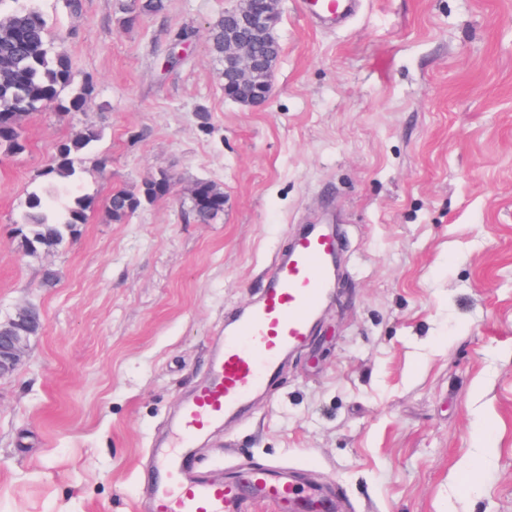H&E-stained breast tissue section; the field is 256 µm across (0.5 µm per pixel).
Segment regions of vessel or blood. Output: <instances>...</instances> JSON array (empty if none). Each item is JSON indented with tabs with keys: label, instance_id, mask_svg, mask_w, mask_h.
Segmentation results:
<instances>
[{
	"label": "vessel or blood",
	"instance_id": "b4317fda",
	"mask_svg": "<svg viewBox=\"0 0 512 512\" xmlns=\"http://www.w3.org/2000/svg\"><path fill=\"white\" fill-rule=\"evenodd\" d=\"M305 5L317 23H341L353 11V0H305ZM338 251L334 232L308 225L267 269L248 308L226 313L223 343L211 358L207 379L183 403L172 448L156 452L154 491L143 512H244L249 496L280 512L302 507L296 487L278 468L247 467L231 479L208 482L192 479L187 461L200 436L239 416L265 391L288 354L307 345L336 285Z\"/></svg>",
	"mask_w": 512,
	"mask_h": 512
}]
</instances>
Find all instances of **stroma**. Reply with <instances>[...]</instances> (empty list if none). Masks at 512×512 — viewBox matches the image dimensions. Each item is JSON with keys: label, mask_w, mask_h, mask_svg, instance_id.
<instances>
[{"label": "stroma", "mask_w": 512, "mask_h": 512, "mask_svg": "<svg viewBox=\"0 0 512 512\" xmlns=\"http://www.w3.org/2000/svg\"><path fill=\"white\" fill-rule=\"evenodd\" d=\"M236 0L34 6L64 37L84 111L25 117L0 151V319L44 329L0 378V512H141L142 475L295 228L331 215L342 266L311 341L194 474L240 458L337 486L338 512H512V0H361L346 27L280 0L274 93L225 99L209 29ZM189 39L177 65L167 55ZM100 137L54 200L93 199L64 247L26 255L23 215L60 141ZM169 176L121 222L106 201ZM209 181L224 212L194 223ZM57 278L45 285L44 274ZM486 470L459 477L477 447ZM119 9L125 14L124 23H134L144 16L160 13L164 9L163 0H119Z\"/></svg>", "instance_id": "stroma-1"}]
</instances>
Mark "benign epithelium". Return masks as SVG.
<instances>
[{"label":"benign epithelium","instance_id":"benign-epithelium-1","mask_svg":"<svg viewBox=\"0 0 512 512\" xmlns=\"http://www.w3.org/2000/svg\"><path fill=\"white\" fill-rule=\"evenodd\" d=\"M278 0H246V4L224 12L233 24L224 26V68L235 69L237 90L230 99L258 108L264 106L271 94L272 84L264 80V73L272 60L261 62L252 45L263 42L275 44V27L279 20ZM32 328L30 323L11 322L0 327V379L13 374L21 364L29 337L20 332Z\"/></svg>","mask_w":512,"mask_h":512}]
</instances>
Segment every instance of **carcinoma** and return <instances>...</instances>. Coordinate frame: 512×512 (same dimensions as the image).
I'll return each mask as SVG.
<instances>
[{"instance_id":"cac0c4a2","label":"carcinoma","mask_w":512,"mask_h":512,"mask_svg":"<svg viewBox=\"0 0 512 512\" xmlns=\"http://www.w3.org/2000/svg\"><path fill=\"white\" fill-rule=\"evenodd\" d=\"M124 22L133 23L164 9V0H119ZM212 52L224 61V19L210 29ZM74 72L70 58L53 48L47 22L37 9H21L0 18V149L17 155L26 151L19 123L22 117L53 105L61 112H81L91 98L94 86L86 81L68 98L62 92L73 86ZM99 138L93 128L61 142L40 177L49 184L76 177L77 165L89 145ZM170 181L165 177L150 178L137 193L115 189L107 200L112 220L120 222L133 215L142 201L165 198ZM92 201L79 197L65 208L57 219L48 215L49 204L34 193L28 197L23 224L24 248L34 255L42 249L62 245L87 222ZM224 213V190L209 181H198L191 194V214L198 224H208Z\"/></svg>"}]
</instances>
